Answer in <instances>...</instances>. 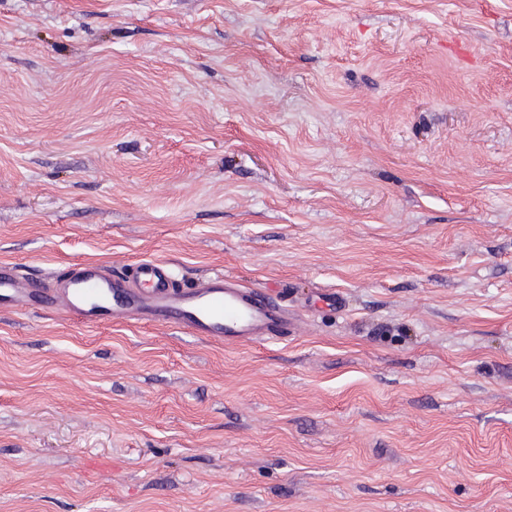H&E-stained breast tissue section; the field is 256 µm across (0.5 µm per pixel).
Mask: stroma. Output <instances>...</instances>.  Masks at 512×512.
Wrapping results in <instances>:
<instances>
[{"instance_id": "stroma-1", "label": "stroma", "mask_w": 512, "mask_h": 512, "mask_svg": "<svg viewBox=\"0 0 512 512\" xmlns=\"http://www.w3.org/2000/svg\"><path fill=\"white\" fill-rule=\"evenodd\" d=\"M271 294L227 345L0 312V512H512V0H0V262Z\"/></svg>"}]
</instances>
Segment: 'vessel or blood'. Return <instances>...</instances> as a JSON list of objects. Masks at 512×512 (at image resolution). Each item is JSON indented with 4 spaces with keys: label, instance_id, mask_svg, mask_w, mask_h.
<instances>
[{
    "label": "vessel or blood",
    "instance_id": "1",
    "mask_svg": "<svg viewBox=\"0 0 512 512\" xmlns=\"http://www.w3.org/2000/svg\"><path fill=\"white\" fill-rule=\"evenodd\" d=\"M55 288L21 280L0 263V310L62 307L85 324L149 321L227 344L288 335V318L269 294L215 273L176 279L162 260H143L123 272L96 263H75L54 273Z\"/></svg>",
    "mask_w": 512,
    "mask_h": 512
}]
</instances>
